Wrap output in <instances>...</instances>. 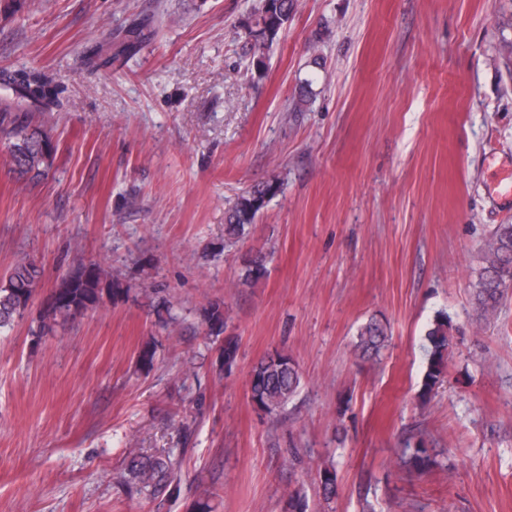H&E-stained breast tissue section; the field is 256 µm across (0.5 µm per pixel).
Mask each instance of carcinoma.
<instances>
[{
	"label": "carcinoma",
	"instance_id": "1",
	"mask_svg": "<svg viewBox=\"0 0 512 512\" xmlns=\"http://www.w3.org/2000/svg\"><path fill=\"white\" fill-rule=\"evenodd\" d=\"M298 6V0H261L245 27V35L253 45L251 65L255 73L263 75L265 50L270 48L284 29ZM142 44L137 23L127 29L124 38L114 42L112 53L99 52L87 59L90 65L110 67L134 52ZM0 87L6 97L0 99V125L5 126L8 137L9 161L24 179H35L53 166L54 147L51 138L41 126L32 122V113L51 112L62 107L64 87L44 71L18 70L0 75ZM278 187L265 184L239 196L228 209L225 236L237 239L248 224L255 222L267 199L275 195ZM266 273L261 252L244 259L233 286L249 285L259 281ZM41 272L36 264L21 259L12 265L6 283L0 284V330L12 325L31 307ZM476 303L480 317L496 315L503 299L512 289V224H499L482 249L481 267L477 279ZM122 292L120 273L104 262L79 264L63 274L42 302L34 336L49 333L61 321L76 318L84 311L96 307ZM159 325L174 328L170 314V301L160 297L156 303ZM203 321L209 335L219 343L215 369L218 374L232 370L240 349L235 336H226L227 317L224 304L213 302L204 309ZM452 325L446 314L438 315L426 332L427 365L419 392L421 403L430 401L438 385L447 374L448 352L453 345ZM386 324L370 320L358 333L356 350L363 359L379 353L388 341ZM301 383V374L294 359L283 351H274L253 364L249 374L248 392L253 407L273 414L282 410L295 396ZM400 464L410 472L423 473L435 464V456L423 435L406 440L401 449ZM136 489L153 496L177 498L180 495L179 470L168 456L146 455L130 451L127 465ZM315 480L325 500L336 497V468L326 464L316 471ZM286 512H308V501L299 490L286 493Z\"/></svg>",
	"mask_w": 512,
	"mask_h": 512
}]
</instances>
